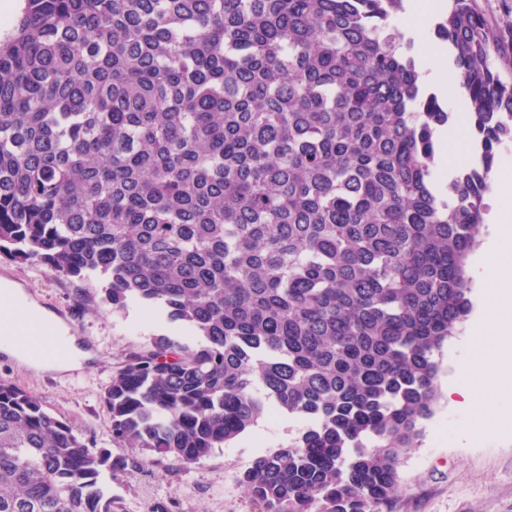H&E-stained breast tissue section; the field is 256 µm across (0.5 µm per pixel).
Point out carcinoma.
<instances>
[{
  "label": "carcinoma",
  "instance_id": "cac0c4a2",
  "mask_svg": "<svg viewBox=\"0 0 512 512\" xmlns=\"http://www.w3.org/2000/svg\"><path fill=\"white\" fill-rule=\"evenodd\" d=\"M23 2L0 39V254L200 338L126 359L112 436L194 464L271 400L307 426L243 473L254 512H391L471 309L512 42L476 0L434 20L477 135L443 186L452 113L393 23L405 0ZM138 469L0 380V512H119L104 477Z\"/></svg>",
  "mask_w": 512,
  "mask_h": 512
}]
</instances>
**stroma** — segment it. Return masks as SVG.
<instances>
[{
  "mask_svg": "<svg viewBox=\"0 0 512 512\" xmlns=\"http://www.w3.org/2000/svg\"><path fill=\"white\" fill-rule=\"evenodd\" d=\"M456 138L447 158L438 162L440 181H448L475 156L476 141L466 104L448 97ZM26 293L74 336L87 352L82 364L68 371L30 365L0 353V379L38 397L52 414L69 422L95 449L142 464L134 476L112 483L122 512H147L150 501L174 502L176 512H252L240 475L262 455L294 442L304 429L298 419L269 408L246 433L188 466L172 460L152 462L144 451L114 440L104 395L127 356L168 336L197 345L195 333L156 311L154 325L132 317L131 307L112 308L103 302L100 279L58 275L36 262L0 255V286ZM438 400L433 416L423 421L415 447L398 465L399 488L392 512H512V426L480 442L462 434L468 422L464 408L452 403L448 389L462 386L457 372L468 361L461 336L444 345L439 357Z\"/></svg>",
  "mask_w": 512,
  "mask_h": 512,
  "instance_id": "1",
  "label": "stroma"
}]
</instances>
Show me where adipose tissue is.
<instances>
[{"label":"adipose tissue","instance_id":"adipose-tissue-1","mask_svg":"<svg viewBox=\"0 0 512 512\" xmlns=\"http://www.w3.org/2000/svg\"><path fill=\"white\" fill-rule=\"evenodd\" d=\"M491 192L496 234L485 250L482 282L488 300L480 327L469 333L470 360L461 370L466 384L459 390L476 438L500 431L501 400L512 391V174H498ZM0 317L19 334L46 322L27 296L8 288L0 290Z\"/></svg>","mask_w":512,"mask_h":512}]
</instances>
